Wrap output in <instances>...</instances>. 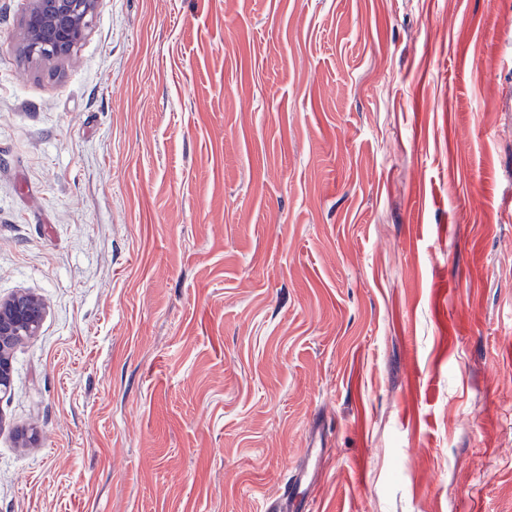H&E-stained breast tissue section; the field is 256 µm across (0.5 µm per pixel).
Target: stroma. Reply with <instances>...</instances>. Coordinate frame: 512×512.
Instances as JSON below:
<instances>
[{"label":"stroma","instance_id":"1","mask_svg":"<svg viewBox=\"0 0 512 512\" xmlns=\"http://www.w3.org/2000/svg\"><path fill=\"white\" fill-rule=\"evenodd\" d=\"M26 12L0 512H512V7L100 0L49 61ZM43 305L32 295L0 298V395L12 385V351L16 345L37 336Z\"/></svg>","mask_w":512,"mask_h":512}]
</instances>
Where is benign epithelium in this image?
I'll list each match as a JSON object with an SVG mask.
<instances>
[{"label":"benign epithelium","mask_w":512,"mask_h":512,"mask_svg":"<svg viewBox=\"0 0 512 512\" xmlns=\"http://www.w3.org/2000/svg\"><path fill=\"white\" fill-rule=\"evenodd\" d=\"M99 0H29L23 49L36 59L68 57L93 24ZM43 305L32 295L0 298V395L12 385V351L39 332Z\"/></svg>","instance_id":"obj_1"}]
</instances>
